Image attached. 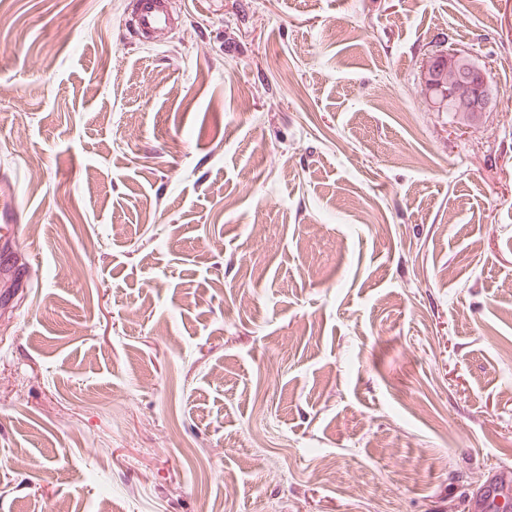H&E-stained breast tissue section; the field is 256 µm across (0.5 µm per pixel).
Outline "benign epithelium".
Wrapping results in <instances>:
<instances>
[{"label":"benign epithelium","instance_id":"7a95c632","mask_svg":"<svg viewBox=\"0 0 512 512\" xmlns=\"http://www.w3.org/2000/svg\"><path fill=\"white\" fill-rule=\"evenodd\" d=\"M436 62L453 74V83L446 98L431 99L433 107L447 108L465 121H475L500 98V88L488 76L489 66L478 64L471 54L450 49L438 54Z\"/></svg>","mask_w":512,"mask_h":512}]
</instances>
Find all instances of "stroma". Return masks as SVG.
<instances>
[{
    "mask_svg": "<svg viewBox=\"0 0 512 512\" xmlns=\"http://www.w3.org/2000/svg\"><path fill=\"white\" fill-rule=\"evenodd\" d=\"M0 0V512H470L512 467V0ZM490 64L474 126L429 54ZM175 23L168 0H142V6L137 14V31L158 34L170 28Z\"/></svg>",
    "mask_w": 512,
    "mask_h": 512,
    "instance_id": "obj_1",
    "label": "stroma"
}]
</instances>
